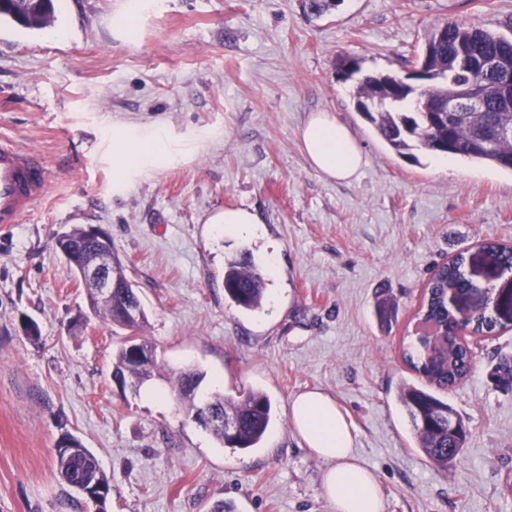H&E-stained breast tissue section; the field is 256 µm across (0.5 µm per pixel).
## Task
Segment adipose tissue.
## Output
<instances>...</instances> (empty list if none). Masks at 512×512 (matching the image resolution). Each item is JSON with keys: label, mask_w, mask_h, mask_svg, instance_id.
Returning a JSON list of instances; mask_svg holds the SVG:
<instances>
[{"label": "adipose tissue", "mask_w": 512, "mask_h": 512, "mask_svg": "<svg viewBox=\"0 0 512 512\" xmlns=\"http://www.w3.org/2000/svg\"><path fill=\"white\" fill-rule=\"evenodd\" d=\"M312 167L330 178H355L362 153L351 133L331 113L313 114L300 131ZM113 156L121 175L146 174L160 169L172 153L161 132L149 135L122 131L112 138ZM291 420L306 448L327 461L322 487L336 512H384V496L374 474L355 455L350 424L336 402L318 390L297 395Z\"/></svg>", "instance_id": "ef3b65f1"}]
</instances>
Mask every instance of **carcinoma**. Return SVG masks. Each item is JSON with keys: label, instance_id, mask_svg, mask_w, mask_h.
Masks as SVG:
<instances>
[{"label": "carcinoma", "instance_id": "1", "mask_svg": "<svg viewBox=\"0 0 512 512\" xmlns=\"http://www.w3.org/2000/svg\"><path fill=\"white\" fill-rule=\"evenodd\" d=\"M0 20L11 21L28 29H44L56 21L53 0H0ZM417 55L425 56L432 69L447 71L444 79L431 83L422 90L420 103L427 107L451 95H458L476 85L484 90L485 110L479 113L405 112L389 100L391 95L408 97L410 87L390 74L361 73L357 59L339 58V66L347 61L355 64L353 73L359 74L353 87V99L358 113L371 125L381 139L396 154L417 160L415 152L450 154L465 160L487 161L499 168L512 170V38L479 26L445 22L430 29ZM492 58L497 61L495 72H486L480 61ZM54 248L58 255L66 253L94 259L97 248L85 237V228L74 225L55 236ZM112 263L117 288L112 305L101 307L92 289H87L90 306L102 318L130 330L112 357L113 378L138 391L151 379L157 369L155 345L138 335L147 322V313L141 297L128 279L119 257L112 252V244L105 245ZM501 268L512 269V250L505 245L488 243L482 247ZM466 254L460 252L435 271L423 292L417 315L432 320L440 326H454V317L444 304L443 294L468 286L464 273ZM266 279L250 255H232L224 260V291L236 306L256 311L262 306ZM133 303L138 314L124 313L125 302ZM497 320L481 314L467 322L471 336H487ZM139 347L148 353L144 361L131 358V349ZM407 365L425 379L426 385L416 386L407 382L399 388L398 400L407 409L413 422L418 448L437 467L448 464L463 447L466 429L462 421L453 417L448 402L438 392L453 388L464 381L471 368L473 351L466 340H451L447 359L437 369L429 368L424 358L410 351L403 353ZM203 372L196 369L182 370L174 379L175 391L188 412L196 407V397L204 380ZM207 402L217 412L234 419V432L228 434L219 428L211 430L215 439L225 447L255 448L262 441L269 427L272 406L267 394L249 390L236 395L212 393ZM75 452L56 451L58 477L73 489L83 480L92 477L102 491L96 512H106V503L112 487L110 479L100 468L95 454L82 441L67 434Z\"/></svg>", "mask_w": 512, "mask_h": 512}]
</instances>
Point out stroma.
<instances>
[{"label": "stroma", "instance_id": "35a3bbf8", "mask_svg": "<svg viewBox=\"0 0 512 512\" xmlns=\"http://www.w3.org/2000/svg\"><path fill=\"white\" fill-rule=\"evenodd\" d=\"M54 27L0 22V139L40 152L46 198L0 226V512H75L55 443L77 436L111 480L108 512H335L325 460L307 449L290 404L318 389L354 432L385 512H512V309L470 340V375L443 397L467 428L447 469L417 448L397 400L420 378L403 361L434 268L482 243L512 244V172L435 155H396L362 119L341 56L405 76L426 31L454 21L512 36V0H157L133 34L130 0H55ZM334 113L364 164L349 181L310 164L300 130ZM165 128L182 143L169 167L117 180L112 134ZM244 209L278 247L261 309L224 293V259L247 245L220 220ZM98 226L148 310L157 400L119 391L112 352L125 329L89 308L55 234ZM40 327L29 340L22 317ZM81 328H73L75 318ZM203 370L201 393L260 390L273 419L259 447L217 443L173 396Z\"/></svg>", "mask_w": 512, "mask_h": 512}]
</instances>
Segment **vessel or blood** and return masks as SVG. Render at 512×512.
Instances as JSON below:
<instances>
[{"mask_svg":"<svg viewBox=\"0 0 512 512\" xmlns=\"http://www.w3.org/2000/svg\"><path fill=\"white\" fill-rule=\"evenodd\" d=\"M49 175L43 156L0 140V224H16L41 202Z\"/></svg>","mask_w":512,"mask_h":512,"instance_id":"vessel-or-blood-1","label":"vessel or blood"}]
</instances>
